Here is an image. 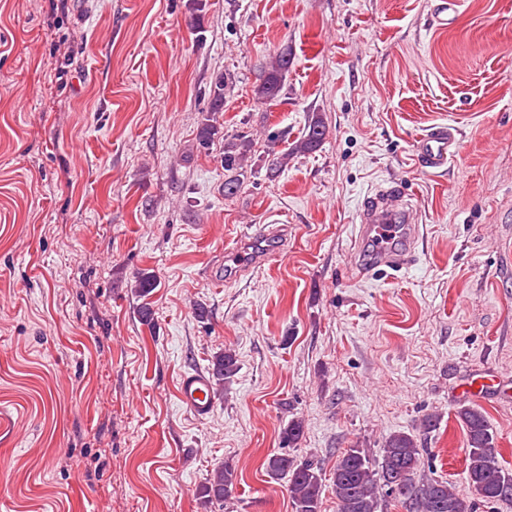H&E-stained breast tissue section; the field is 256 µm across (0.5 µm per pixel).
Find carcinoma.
<instances>
[{
	"label": "carcinoma",
	"mask_w": 512,
	"mask_h": 512,
	"mask_svg": "<svg viewBox=\"0 0 512 512\" xmlns=\"http://www.w3.org/2000/svg\"><path fill=\"white\" fill-rule=\"evenodd\" d=\"M288 50H282L256 90L258 99L272 102L280 94L288 74ZM224 107V77L216 79L207 122L199 131V144L209 145L218 133L216 114ZM326 135L324 122H310L305 134L293 150L306 153L315 150ZM253 142L245 137L224 147V197H234L244 185V159ZM158 286L154 273L136 274V293L147 296ZM238 372L236 354L226 350L212 357L211 375L216 393L222 394L226 383ZM466 431V472L468 491H456L445 481L418 480L422 449L417 439L404 432L388 435L380 448L382 461L377 463L364 448H348L336 460L332 473L336 512H383L385 498L399 499L406 512H474L470 495L485 504L512 503V470L504 468L497 458L494 434L482 409L473 403H461L456 411ZM303 422L294 419L282 431V445L295 446L303 435ZM266 471L273 479H288V495L293 512H321L323 478L314 462L299 463L288 453H276L266 461ZM237 479L235 469L224 463L210 473L198 490L209 502H224L231 497Z\"/></svg>",
	"instance_id": "1"
}]
</instances>
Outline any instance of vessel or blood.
Returning <instances> with one entry per match:
<instances>
[{
	"mask_svg": "<svg viewBox=\"0 0 512 512\" xmlns=\"http://www.w3.org/2000/svg\"><path fill=\"white\" fill-rule=\"evenodd\" d=\"M414 150L422 167L439 171L456 157L458 141L452 130L438 128L417 137ZM411 209L407 194L394 187L367 197L359 214L357 238L373 242L375 248L356 262L361 275L383 278L410 267L419 235L418 225L410 220ZM178 398L195 416L209 415L215 401L211 377L203 372L184 375L179 383Z\"/></svg>",
	"mask_w": 512,
	"mask_h": 512,
	"instance_id": "vessel-or-blood-1",
	"label": "vessel or blood"
}]
</instances>
